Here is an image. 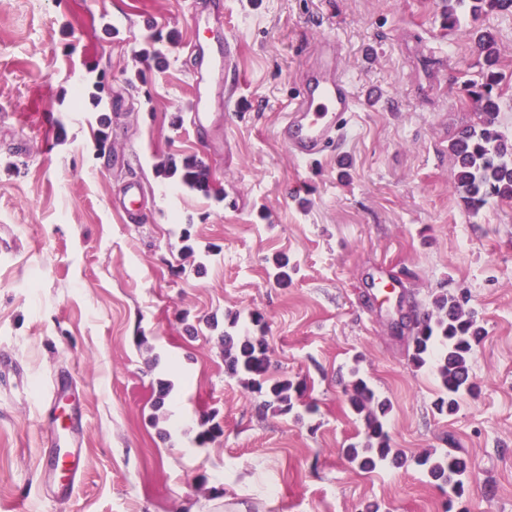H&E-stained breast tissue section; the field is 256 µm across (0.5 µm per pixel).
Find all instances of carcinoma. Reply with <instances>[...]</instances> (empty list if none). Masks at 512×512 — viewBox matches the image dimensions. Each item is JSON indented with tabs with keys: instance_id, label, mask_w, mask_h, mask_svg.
<instances>
[{
	"instance_id": "obj_1",
	"label": "carcinoma",
	"mask_w": 512,
	"mask_h": 512,
	"mask_svg": "<svg viewBox=\"0 0 512 512\" xmlns=\"http://www.w3.org/2000/svg\"><path fill=\"white\" fill-rule=\"evenodd\" d=\"M512 7V0H448L444 26L456 30L461 15L469 13L472 21ZM476 44L483 59V82L467 90L476 121L460 129L452 139L454 180L464 206L479 212L492 197L512 199V143L499 129L500 105L495 87L501 81L497 71L499 51L494 36L483 31L476 34ZM161 172L176 178V183L205 196H211L208 172L201 160L186 156L181 161L168 159ZM465 295L440 292L433 298V310L424 318L409 321L408 347L412 365L433 370L441 397L435 403L441 414L455 412L459 399L472 394L476 385L469 375L470 362L480 341L481 327L474 313L464 308ZM240 314L229 312L224 317V330L219 342L224 356V374L238 381L246 390L263 398L262 407L276 414L300 415L298 408L308 411L305 389L286 376L271 373L268 344L262 336H241L237 332ZM351 410L364 421L362 438L347 448L351 462L362 470H374L387 461L399 460V452L391 445L386 428L390 402L380 397L359 370H351V381L345 389ZM214 412L203 415L196 443L204 446L223 434ZM417 465L441 489H448L455 498L465 493V461L450 453L425 455Z\"/></svg>"
}]
</instances>
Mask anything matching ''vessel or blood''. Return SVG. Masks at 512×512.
I'll list each match as a JSON object with an SVG mask.
<instances>
[{"mask_svg":"<svg viewBox=\"0 0 512 512\" xmlns=\"http://www.w3.org/2000/svg\"><path fill=\"white\" fill-rule=\"evenodd\" d=\"M358 105L353 84L343 73L337 56H326L323 64L308 73L302 91L289 102L279 136L296 157L321 158L334 151ZM48 439L55 448L53 465L62 466L66 472L61 489L69 491L82 472L81 457L75 448L83 444L84 435L72 427L49 433Z\"/></svg>","mask_w":512,"mask_h":512,"instance_id":"vessel-or-blood-1","label":"vessel or blood"}]
</instances>
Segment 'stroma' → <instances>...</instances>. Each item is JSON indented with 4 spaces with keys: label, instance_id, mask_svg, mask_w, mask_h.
<instances>
[{
    "label": "stroma",
    "instance_id": "1",
    "mask_svg": "<svg viewBox=\"0 0 512 512\" xmlns=\"http://www.w3.org/2000/svg\"><path fill=\"white\" fill-rule=\"evenodd\" d=\"M448 0H0V512H512V200L466 210L450 139L476 116L467 83L481 65ZM210 51L236 52L211 89V125L191 127L198 62L191 13ZM499 48L500 129L512 140V9L482 20ZM156 35L163 63L142 57ZM332 40L359 97L337 150L298 159L277 131L285 106ZM106 74L100 109L76 102ZM232 96H225V89ZM194 155L214 202L155 172ZM137 182L128 223L113 200ZM210 249L202 272L182 231ZM288 260L289 280L271 274ZM395 277L403 308L465 293L483 329L477 386L435 410L396 308L373 286ZM265 317L273 374L303 383L315 413L261 410L224 375L199 319ZM358 364L391 403L398 463L359 470L344 454L362 422L346 402ZM68 377L85 434L81 479L62 493L43 470L61 426L45 397ZM167 419L151 425L157 382ZM214 410L222 435L194 437ZM426 452L467 464L449 499L417 466Z\"/></svg>",
    "mask_w": 512,
    "mask_h": 512
}]
</instances>
